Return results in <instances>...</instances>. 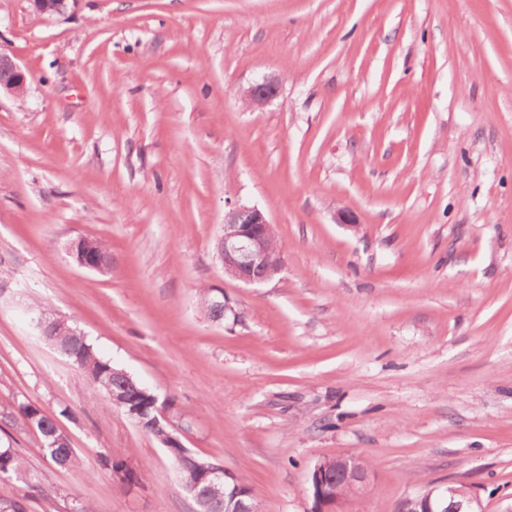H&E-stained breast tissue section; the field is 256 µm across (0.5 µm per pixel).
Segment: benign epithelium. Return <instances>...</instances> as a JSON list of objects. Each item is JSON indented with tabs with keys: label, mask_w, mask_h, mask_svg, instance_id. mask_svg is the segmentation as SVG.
Segmentation results:
<instances>
[{
	"label": "benign epithelium",
	"mask_w": 512,
	"mask_h": 512,
	"mask_svg": "<svg viewBox=\"0 0 512 512\" xmlns=\"http://www.w3.org/2000/svg\"><path fill=\"white\" fill-rule=\"evenodd\" d=\"M41 14H61L68 0H31ZM28 76L9 56L0 51V92L22 98L27 92ZM280 82L274 76H267L251 85L243 94L245 104L259 109L279 94ZM273 226L266 215L255 206L240 203L228 205L224 213L223 234L218 240L217 254L224 268V275L245 285L259 286L271 280L282 269V248L275 244ZM85 238L71 242L69 250L77 257L78 265L96 270V258L84 252ZM197 465L211 478L212 489L224 492L231 500L253 497L245 490L233 474L222 467L208 462ZM368 480V468L355 456L336 457L316 465L312 474L314 507L311 512H335L342 497L338 486L354 487ZM477 497L466 499L458 496L456 489L431 486L419 497L420 512H475L472 504Z\"/></svg>",
	"instance_id": "1"
}]
</instances>
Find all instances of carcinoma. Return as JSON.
<instances>
[{"mask_svg":"<svg viewBox=\"0 0 512 512\" xmlns=\"http://www.w3.org/2000/svg\"><path fill=\"white\" fill-rule=\"evenodd\" d=\"M72 331L71 336L42 333L40 337L54 345L87 377L91 384L92 397H101L109 403L116 398L124 402L122 411L126 413L139 409L149 415L153 414V407L159 404V397L136 379L123 375V368L101 356L82 331L75 327ZM0 421L7 426L20 423L34 431L41 439L46 459L55 466L63 469L79 466V457L76 450L71 448L69 439L62 436L55 419L45 414L36 402L25 399L8 404L0 403ZM166 452L185 491L194 501L196 512H227L228 505L224 504L222 497L212 498L204 504L200 502L198 493L206 486V480L203 472L182 456L183 449L168 448ZM99 464L103 469L121 475L130 485L139 482L135 471L123 461L112 458L110 454H101ZM11 476L23 479L33 490L39 488L37 475L27 472L17 453L7 445L0 448V477Z\"/></svg>","mask_w":512,"mask_h":512,"instance_id":"carcinoma-1","label":"carcinoma"}]
</instances>
